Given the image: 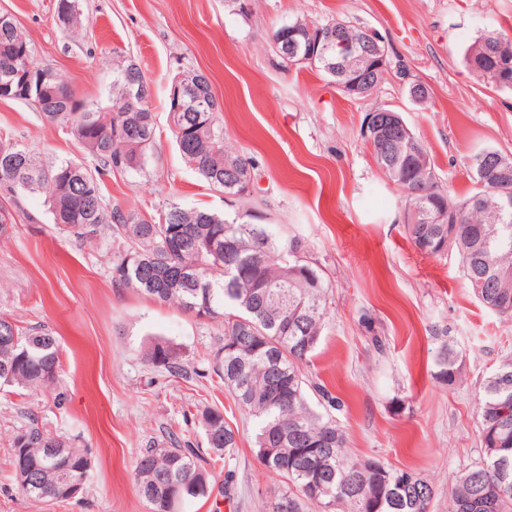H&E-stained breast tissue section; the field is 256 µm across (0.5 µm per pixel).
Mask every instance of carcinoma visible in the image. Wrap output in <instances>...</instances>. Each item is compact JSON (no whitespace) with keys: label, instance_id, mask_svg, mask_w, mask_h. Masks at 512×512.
Instances as JSON below:
<instances>
[{"label":"carcinoma","instance_id":"carcinoma-1","mask_svg":"<svg viewBox=\"0 0 512 512\" xmlns=\"http://www.w3.org/2000/svg\"><path fill=\"white\" fill-rule=\"evenodd\" d=\"M346 30L358 40L364 29L339 21L322 25L296 19L275 27L274 50L286 65L315 68L330 82L341 78L321 60L304 61L311 52L305 37L319 27ZM466 62L486 87L512 91V37L491 30L468 49ZM39 69L32 47L16 24L0 22V85L15 87ZM143 79L131 61L117 64L115 84L120 91L108 108L93 107L78 98L59 74L39 109L47 122L81 141L95 161H62L44 165L12 138L0 139V154L27 161L28 173L11 176L0 167V190L12 196L49 189L48 209L56 224L94 236L108 224L119 241L112 255V284L131 288L158 302L176 303L199 319L223 322L212 371L234 403L256 421V455L270 472L284 477L287 487L268 500L264 512H428L433 486L411 469L387 467L378 458L359 460L346 448L344 431L331 416L315 410L308 391L331 407L342 401L323 385L309 380L301 365L309 363L326 325V281L314 263L298 260L299 242H283L269 225L228 218L213 210L187 208L172 201L159 218L119 203L107 206L101 177L109 170L138 171L152 159L157 125L146 104L132 103L127 87ZM214 112H171L176 145L185 162L210 189L243 198L249 180L248 160L224 144L222 107L209 97ZM81 111H74L75 107ZM400 158L391 167L375 156L379 167L406 198V210L422 206L435 218L432 203L416 194L419 185L433 191L442 209L456 215L457 224L406 220L413 246L425 255L442 256L454 250L464 279L476 299L490 312L512 306V211L497 214L487 206L493 193L478 187L479 170L469 165L476 188L462 199L448 195L438 184L435 165L418 136L391 147ZM17 336L29 356L15 363L0 344V386L29 387L51 382L62 367L55 337L25 332L0 317V336ZM434 376L452 386L461 376L460 354L447 333L433 336ZM146 359L173 377L187 372L184 352L171 341L152 343ZM478 420L485 458L457 473L451 482L448 512H512V468L502 479L497 460L512 463V360L500 363L480 383ZM207 447L224 461V489L231 490L235 470L231 450L235 431L224 413L207 407L201 412ZM56 449L45 460V449ZM200 449L172 436L165 445L147 448L137 458L134 479L138 494L153 512H180L212 494L211 470ZM10 465L37 474L36 483L21 492L43 501L63 502L62 485L85 483L92 472L88 453L37 427L17 435Z\"/></svg>","mask_w":512,"mask_h":512}]
</instances>
